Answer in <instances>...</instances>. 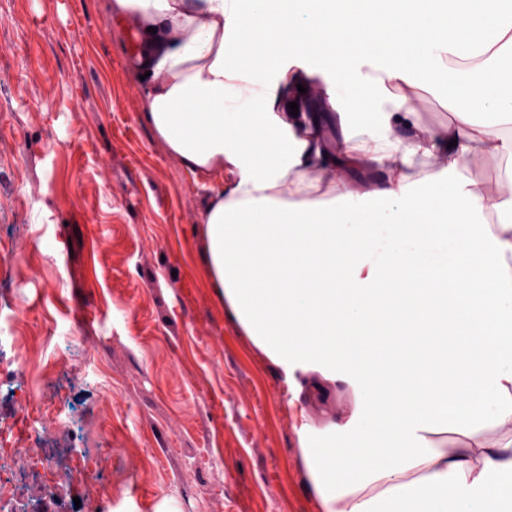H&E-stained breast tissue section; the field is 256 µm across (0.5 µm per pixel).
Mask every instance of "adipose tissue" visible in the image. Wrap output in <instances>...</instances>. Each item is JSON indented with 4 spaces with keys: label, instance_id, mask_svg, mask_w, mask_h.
<instances>
[{
    "label": "adipose tissue",
    "instance_id": "obj_1",
    "mask_svg": "<svg viewBox=\"0 0 512 512\" xmlns=\"http://www.w3.org/2000/svg\"><path fill=\"white\" fill-rule=\"evenodd\" d=\"M108 9L141 34L144 116L205 195L199 260L287 388L322 512H512V0ZM422 85L448 124L386 138ZM487 151L495 198L465 166Z\"/></svg>",
    "mask_w": 512,
    "mask_h": 512
}]
</instances>
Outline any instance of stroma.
I'll return each mask as SVG.
<instances>
[{
  "label": "stroma",
  "instance_id": "35a3bbf8",
  "mask_svg": "<svg viewBox=\"0 0 512 512\" xmlns=\"http://www.w3.org/2000/svg\"><path fill=\"white\" fill-rule=\"evenodd\" d=\"M127 37L105 0H0V423L25 364L50 430L29 446L61 473L0 446V512H319L286 387L208 286L203 196L143 118Z\"/></svg>",
  "mask_w": 512,
  "mask_h": 512
}]
</instances>
